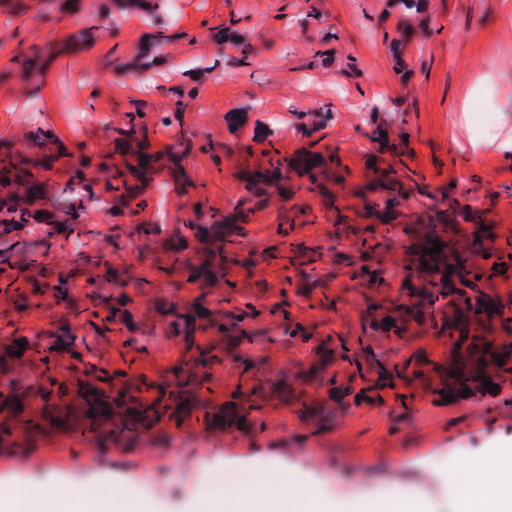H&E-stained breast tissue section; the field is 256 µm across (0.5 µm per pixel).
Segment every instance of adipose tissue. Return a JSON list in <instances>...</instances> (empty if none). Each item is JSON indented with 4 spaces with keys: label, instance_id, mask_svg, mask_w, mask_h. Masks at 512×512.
Here are the masks:
<instances>
[{
    "label": "adipose tissue",
    "instance_id": "adipose-tissue-1",
    "mask_svg": "<svg viewBox=\"0 0 512 512\" xmlns=\"http://www.w3.org/2000/svg\"><path fill=\"white\" fill-rule=\"evenodd\" d=\"M480 100L471 89L456 110L464 127L478 126L472 148L492 146L512 157V120L496 109L476 120ZM0 512H145L143 498L125 490L99 491L92 484H74L58 492L19 486L0 501ZM194 512H323L317 490L271 464L249 473L245 482L226 487L223 495L199 501ZM457 512H512V453L501 450L475 457L469 464V489Z\"/></svg>",
    "mask_w": 512,
    "mask_h": 512
}]
</instances>
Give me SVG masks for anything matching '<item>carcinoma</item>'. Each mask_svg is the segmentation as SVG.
<instances>
[{"label": "carcinoma", "instance_id": "1", "mask_svg": "<svg viewBox=\"0 0 512 512\" xmlns=\"http://www.w3.org/2000/svg\"><path fill=\"white\" fill-rule=\"evenodd\" d=\"M140 112L128 113L123 127L113 130L112 152L99 156L97 168L108 174L105 191L111 199L132 207L140 188L162 172L193 186L184 168L186 149L173 144L153 150L148 127ZM62 150L57 138L38 127L27 136L22 150L0 148V298L4 312L38 309L46 298L64 308L63 316L50 328L25 342L22 355L0 350V442L21 431L34 440L46 423L73 426L81 434L92 429L82 425L90 414L109 411L112 432L155 430L178 424L193 410L203 412V423L216 422L226 428L246 426L251 414L261 409L253 393L236 390L221 407L210 408L202 392L210 390L206 374L224 363V351L202 344L198 337L224 335V313L197 300L182 307L169 303L160 307L161 323L168 336L182 345L181 357L172 378L153 379L133 369L112 370L95 353V343L112 335L114 327L135 330L129 300L123 293L112 297V289L123 283L112 268L111 254L98 250L83 253L65 271L45 262L59 238L92 237L97 231L80 221L81 203L95 195L94 180L87 177L84 162L72 166L66 181L47 185L46 173ZM147 164H142V161ZM296 169L288 157L275 155L269 169L249 178L251 195L239 199L237 209L252 201L258 189L272 193L282 189ZM365 212L376 217L382 230L369 228L361 239L362 255L372 258L388 247L396 234L403 209H417L415 224L406 235L413 238L402 245L401 268L406 300L395 303L385 294L386 272L370 265L352 268L355 285L368 290L367 326L359 336L338 337V343L315 346L317 357L299 371H288L298 386H326L335 401L345 396L368 399L392 391L406 398L402 390L421 385L431 394L444 391L459 396L485 393L483 378L494 373L498 386L512 384V300L502 297L493 282L484 255L491 234L459 235L463 223L480 225L479 203L461 209L457 201L444 197L430 203L409 198L402 181L388 179L385 194L362 196ZM234 216L194 208L193 216L169 233L167 262L158 267L163 275L178 274L183 282L210 288L224 283V224ZM28 224L40 225V237L26 239L20 232ZM163 228L158 224H135L127 233L133 243L154 244ZM443 244L439 253H426L433 241ZM22 254L21 266L14 257ZM427 266H422V262ZM452 274H447V271ZM205 313H200V310ZM393 320L388 326L384 319ZM420 333L445 345L441 358L423 350L399 362H390L381 341L407 344L411 323ZM502 358L504 365L497 364ZM345 365L343 379L329 373L332 363ZM22 408H17V405Z\"/></svg>", "mask_w": 512, "mask_h": 512}]
</instances>
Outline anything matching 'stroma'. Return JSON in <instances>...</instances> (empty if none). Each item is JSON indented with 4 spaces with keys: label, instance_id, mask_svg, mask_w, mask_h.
<instances>
[{
    "label": "stroma",
    "instance_id": "35a3bbf8",
    "mask_svg": "<svg viewBox=\"0 0 512 512\" xmlns=\"http://www.w3.org/2000/svg\"><path fill=\"white\" fill-rule=\"evenodd\" d=\"M35 47L41 66L25 83L17 61ZM478 83L483 109L504 103L512 0H422L415 15L399 0H178L153 14L119 10L114 0H0V104L12 106L0 114V146L22 148L41 126L64 153L94 157L131 112L142 113L155 147L189 145L195 190L155 181L132 211L84 200L81 219L97 231L86 251L108 247L118 225L168 232L196 206L237 214L224 233L240 250L224 263L230 286L221 292L158 274L161 246L113 254L136 330L99 340L96 354L120 369L133 351L141 372L167 375L180 347L161 331L158 307L202 296L225 326L242 325L248 336L211 370L213 400L241 384L265 401L242 430L207 429L191 415L120 445L108 423L90 441L52 428L34 443L0 448V488L126 485L149 512H190L203 489L242 479L240 465L275 461L330 503L416 489L423 512H455L458 494L442 470L461 473L477 455L512 448L511 388L450 402L423 394L402 402L387 392L312 422L271 387L313 356L289 337V322L319 341L361 333L366 292L354 287L349 263L369 223L358 190L377 171L396 170L411 192L422 187L463 206L479 200L495 232L490 248L512 244V159L491 148L473 154L453 110ZM174 111L178 121L160 125ZM276 153L327 157L323 187L310 189L296 173L287 191L235 211L247 193L242 170L267 167ZM338 211L347 223H334ZM285 237L320 249L313 266L270 259ZM249 304L257 316L241 318Z\"/></svg>",
    "mask_w": 512,
    "mask_h": 512
}]
</instances>
